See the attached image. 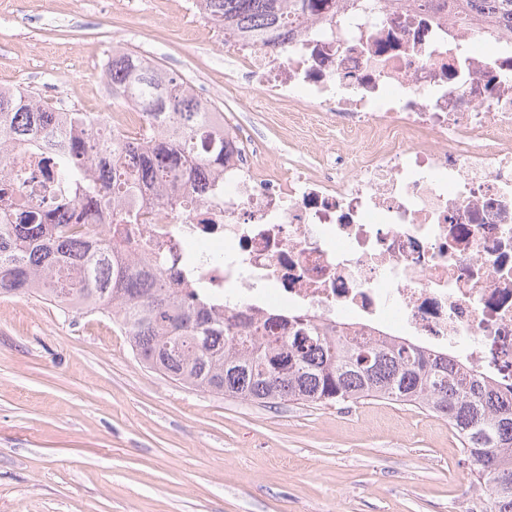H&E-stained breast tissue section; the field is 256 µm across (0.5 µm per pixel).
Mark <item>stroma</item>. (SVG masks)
<instances>
[{"label":"stroma","instance_id":"stroma-1","mask_svg":"<svg viewBox=\"0 0 512 512\" xmlns=\"http://www.w3.org/2000/svg\"><path fill=\"white\" fill-rule=\"evenodd\" d=\"M28 0L0 31V86L81 112L125 116L97 55L122 40L184 78L224 83L215 34L191 0ZM67 65L39 72L38 55ZM253 122L272 148L312 159L306 127L278 112ZM479 483L447 419L399 402L262 405L147 367L111 317L37 296L0 299V512H474Z\"/></svg>","mask_w":512,"mask_h":512}]
</instances>
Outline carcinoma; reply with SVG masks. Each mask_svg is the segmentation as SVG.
I'll list each match as a JSON object with an SVG mask.
<instances>
[{
  "label": "carcinoma",
  "instance_id": "carcinoma-1",
  "mask_svg": "<svg viewBox=\"0 0 512 512\" xmlns=\"http://www.w3.org/2000/svg\"><path fill=\"white\" fill-rule=\"evenodd\" d=\"M224 29L265 42L311 0H203ZM512 22V0H458ZM112 98L150 115L145 137L99 136L100 112H56L32 91L0 87V298L35 294L74 313L113 317L139 358L171 379L256 403L336 404L380 398L419 406L448 423L478 479L480 512H512V395L446 353L405 341L324 336L304 318L268 316L228 335L224 315L193 283L175 284L126 253L123 209L133 191L168 177L224 169V143L209 140L210 112L185 82L128 49L112 56ZM64 141L50 169L59 194L34 215L13 203V151L39 154L41 134ZM94 215L96 224L83 223Z\"/></svg>",
  "mask_w": 512,
  "mask_h": 512
}]
</instances>
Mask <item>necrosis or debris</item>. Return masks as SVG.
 <instances>
[{"mask_svg":"<svg viewBox=\"0 0 512 512\" xmlns=\"http://www.w3.org/2000/svg\"><path fill=\"white\" fill-rule=\"evenodd\" d=\"M224 49L238 111L304 113L319 162L272 160L194 82L224 169L131 197L134 255L202 283L237 330L276 309L454 348L512 385V27L456 0H328L277 44Z\"/></svg>","mask_w":512,"mask_h":512,"instance_id":"4bbe7bcc","label":"necrosis or debris"}]
</instances>
